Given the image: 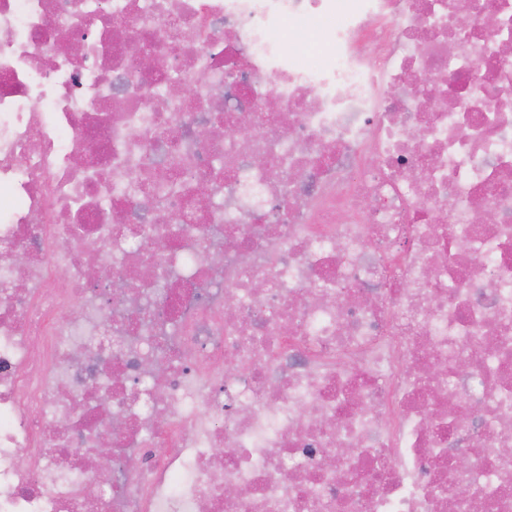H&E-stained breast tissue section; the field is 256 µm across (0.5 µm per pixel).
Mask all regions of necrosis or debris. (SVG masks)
I'll list each match as a JSON object with an SVG mask.
<instances>
[{
  "instance_id": "1",
  "label": "necrosis or debris",
  "mask_w": 512,
  "mask_h": 512,
  "mask_svg": "<svg viewBox=\"0 0 512 512\" xmlns=\"http://www.w3.org/2000/svg\"><path fill=\"white\" fill-rule=\"evenodd\" d=\"M18 252L0 512H512V0H0Z\"/></svg>"
}]
</instances>
